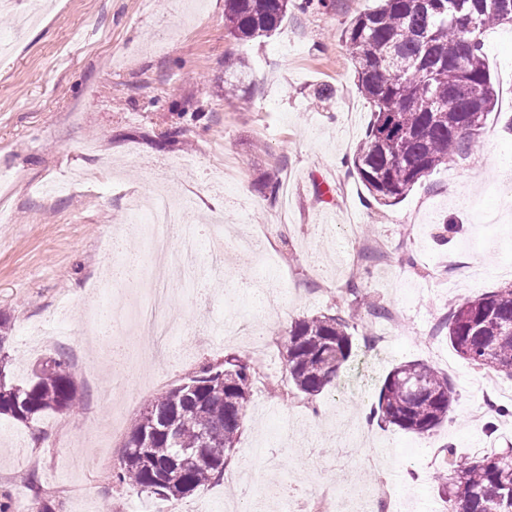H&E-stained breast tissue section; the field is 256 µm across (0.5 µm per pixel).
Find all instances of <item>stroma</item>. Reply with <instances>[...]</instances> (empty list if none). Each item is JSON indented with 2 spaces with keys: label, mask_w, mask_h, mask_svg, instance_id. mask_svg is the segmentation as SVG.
I'll return each instance as SVG.
<instances>
[{
  "label": "stroma",
  "mask_w": 512,
  "mask_h": 512,
  "mask_svg": "<svg viewBox=\"0 0 512 512\" xmlns=\"http://www.w3.org/2000/svg\"><path fill=\"white\" fill-rule=\"evenodd\" d=\"M46 18L19 29L18 16L0 12V35L15 36L13 56L0 59V319L9 327L6 373L28 382L33 363L51 357L71 366L80 411L47 412L24 423L0 416V433H17L22 444L0 443V493L13 501H43L53 512H82L71 486L86 485L96 506L130 512L142 499L116 485L112 471L133 421L162 392L185 382L207 362L250 354L240 341L197 342L207 321L239 314L259 319L255 285H274L288 300L279 320L265 322L284 340L291 323L335 312L354 314L353 364L334 388L308 397L289 387L283 348L264 370L262 387L247 404L241 433L229 454L236 470L245 449L272 442L287 431L292 451L275 477H309L332 492L357 482L373 498L391 486L407 499L402 512H433L440 501L436 449L484 455L506 448L512 415L470 422L468 411L493 401L469 386L479 370L459 356L441 322L454 305L512 285V193H491L501 170L512 164V24L484 30L481 39L497 104L472 151L431 172L397 204L367 206V192L342 159L352 157L371 118L354 83L350 56L340 39L344 24L375 0H335L332 9L302 14L289 10L275 34L239 41L224 29V0H45ZM250 62L245 100L224 97L226 69L238 58ZM329 98L314 97L317 88ZM197 158L187 173L175 163ZM227 164L237 174L231 193L207 191L212 167ZM85 176L83 188L46 195L42 185ZM287 184L288 193L269 203L265 177ZM197 201L192 221L210 224L224 214V233L260 237L271 264L230 262L221 292L207 291L205 257L179 280L168 318L186 327L167 347L187 355L168 367L149 330L131 329L126 347L144 346L137 372L144 389L103 397L113 366L97 356L89 334L98 323L74 310L69 337L31 351L25 329L51 323L58 304L112 278L108 232L125 224L129 195L148 191L155 179ZM357 224L367 241L388 247L386 261L361 263L346 227ZM462 262L447 288L430 289L434 266L444 257ZM384 306L402 312L385 324L365 308L352 307L343 287L351 274ZM434 332L441 351L436 368L455 391L450 420L418 435L382 422L368 426L379 447L389 449L384 466L353 472L329 467L308 473L311 449L336 434L338 414L349 419L370 410L390 371L425 360L422 342ZM375 336L386 342L373 349ZM320 426H313V418ZM100 441L102 466L73 473L69 459L79 443Z\"/></svg>",
  "instance_id": "1"
}]
</instances>
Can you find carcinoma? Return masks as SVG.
<instances>
[{
  "label": "carcinoma",
  "instance_id": "1",
  "mask_svg": "<svg viewBox=\"0 0 512 512\" xmlns=\"http://www.w3.org/2000/svg\"><path fill=\"white\" fill-rule=\"evenodd\" d=\"M291 0H225L224 26L237 40L275 32ZM486 0H381L345 24L340 38L354 67L357 90L372 119L351 170L378 205H394L435 168L469 154L494 111L496 90L477 33L504 23ZM480 17L469 30L464 16ZM249 79L240 58L224 81L234 99ZM448 340L469 363L486 367L494 351L512 362V285L450 308ZM351 324L337 313L294 321L286 336L285 367L294 388L322 393L354 358ZM255 368L248 357L224 356L202 365L188 382L152 400L133 422L112 479L178 500L224 477L249 401ZM454 393L448 376L408 361L385 378L373 415L424 435L448 420ZM79 406L67 363L54 359L32 371L25 386L0 368V415L28 422L46 411ZM177 423L173 434L164 431ZM439 485L449 512H512V448L480 460L446 450Z\"/></svg>",
  "mask_w": 512,
  "mask_h": 512
}]
</instances>
